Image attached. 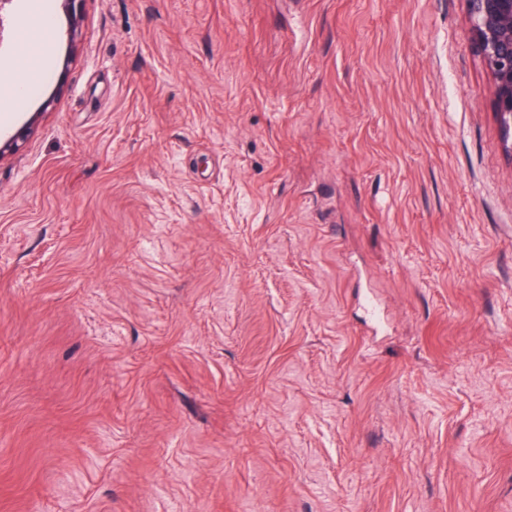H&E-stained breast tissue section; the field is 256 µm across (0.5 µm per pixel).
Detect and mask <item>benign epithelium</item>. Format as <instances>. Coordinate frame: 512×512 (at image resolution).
<instances>
[{
  "mask_svg": "<svg viewBox=\"0 0 512 512\" xmlns=\"http://www.w3.org/2000/svg\"><path fill=\"white\" fill-rule=\"evenodd\" d=\"M77 32L82 0H59ZM468 36L476 45L493 87V112L503 136L504 149L512 157V0H466ZM42 113H34L24 127L0 143V162L18 151L34 131Z\"/></svg>",
  "mask_w": 512,
  "mask_h": 512,
  "instance_id": "7a95c632",
  "label": "benign epithelium"
}]
</instances>
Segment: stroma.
<instances>
[{"label":"stroma","mask_w":512,"mask_h":512,"mask_svg":"<svg viewBox=\"0 0 512 512\" xmlns=\"http://www.w3.org/2000/svg\"><path fill=\"white\" fill-rule=\"evenodd\" d=\"M0 45V512H512V157L465 0H58ZM41 113H33L24 127L20 128L10 139L0 143V162L18 151L20 146L34 131Z\"/></svg>","instance_id":"obj_1"}]
</instances>
